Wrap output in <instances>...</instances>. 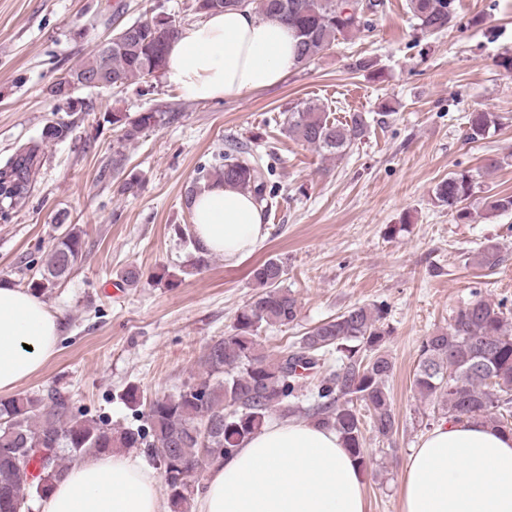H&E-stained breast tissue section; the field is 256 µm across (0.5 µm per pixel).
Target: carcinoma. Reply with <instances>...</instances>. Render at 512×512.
I'll use <instances>...</instances> for the list:
<instances>
[{
	"mask_svg": "<svg viewBox=\"0 0 512 512\" xmlns=\"http://www.w3.org/2000/svg\"><path fill=\"white\" fill-rule=\"evenodd\" d=\"M455 0H409V9L421 30L448 29ZM383 0H193L199 14L226 9H252L261 18L290 26L297 40L298 64L306 66L331 50L339 38L353 37L368 23ZM164 22L136 21L130 37L112 42L108 59L94 52L74 75L112 72L95 88H123L164 68L169 44L180 29ZM167 112L151 109L132 121L112 114L123 134L112 152V167H124L126 143L143 132L166 124ZM467 139L486 138L500 125L494 112H473ZM288 135L313 148L325 161L344 157L367 133V117L358 113L348 122L330 119L324 107L302 101L288 110ZM65 124L48 126L41 142L19 148L0 169V183L15 176L21 182L0 199V211L12 208L30 193L41 163L42 144L66 137ZM216 179L261 205L266 198V173L251 147L230 143ZM473 190L467 172L454 173L433 190L439 207L468 218L465 206ZM483 207L492 213L512 211V195H491ZM84 239L72 225L61 234L39 277L29 288L42 292L67 278L83 257ZM501 256L488 246L477 256L487 269ZM284 265L270 258L252 271L256 291L235 316L230 332L208 345L199 370L177 393L156 398L144 413L147 428H112L87 413L74 412L70 399L56 389L47 393H19L0 400V512H31V503L46 496L69 465L78 459L111 453L116 448H146L165 469V487L171 512H189L195 486L182 478L181 467L197 466L233 453L266 425L276 412L294 411L304 395L313 403L308 415L336 430L359 465L365 464L364 425L380 438L395 429L388 379L393 362L386 350L390 330L385 326L384 303L353 305L285 346L274 357L259 343L264 327H287L298 319L297 298L280 288ZM414 386L425 398L436 400L440 416L448 420L480 417L512 432V309L502 300L479 293L458 308L448 326L425 337L419 349Z\"/></svg>",
	"mask_w": 512,
	"mask_h": 512,
	"instance_id": "obj_1",
	"label": "carcinoma"
}]
</instances>
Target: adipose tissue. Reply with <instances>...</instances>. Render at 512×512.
I'll list each match as a JSON object with an SVG mask.
<instances>
[{
  "label": "adipose tissue",
  "instance_id": "1",
  "mask_svg": "<svg viewBox=\"0 0 512 512\" xmlns=\"http://www.w3.org/2000/svg\"><path fill=\"white\" fill-rule=\"evenodd\" d=\"M297 64L288 26L250 9L184 29L163 74L189 98L239 97L283 81ZM199 248L234 265L265 240L260 207L214 181L192 198ZM58 323L36 294L0 281V393L13 391L58 352ZM401 512H512V433L480 418L441 421L408 456ZM40 512H164L155 472L115 452L75 461ZM193 512H366L361 471L339 434L303 420L267 424L229 457L213 460Z\"/></svg>",
  "mask_w": 512,
  "mask_h": 512
}]
</instances>
